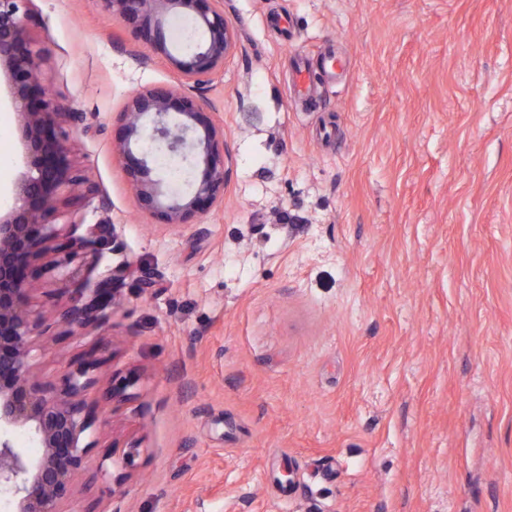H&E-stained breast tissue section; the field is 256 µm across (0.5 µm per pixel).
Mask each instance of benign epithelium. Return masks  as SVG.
Wrapping results in <instances>:
<instances>
[{
	"label": "benign epithelium",
	"instance_id": "benign-epithelium-1",
	"mask_svg": "<svg viewBox=\"0 0 512 512\" xmlns=\"http://www.w3.org/2000/svg\"><path fill=\"white\" fill-rule=\"evenodd\" d=\"M28 0H0V68L6 70L20 131L27 170L16 190L14 207L0 214V486L17 498L15 512H62L71 497L74 475L94 441H85L95 424L96 404L86 395L94 387L88 376L96 363L82 361L66 375L64 387L51 393L31 378L30 358L36 336L52 328L28 305L29 282L35 262L50 252L70 259L100 250L96 230L62 235L53 218L66 188L79 186L83 195L97 193L96 185L74 169L63 124L84 125L83 112H68L42 83L37 60L47 48L34 41L36 17L25 9ZM107 8L130 28L139 43L165 47L163 17L170 12L190 15L205 31L204 42L185 59L167 58L181 73L179 88L157 86L130 98L114 149L123 159L138 207L163 224H193L224 199V130L213 120L196 91L208 82L236 48L232 25L224 17L221 0H104ZM152 142L167 152L185 156L202 167L192 193L166 196L152 178L148 152L133 148ZM113 278L95 283L71 276L67 304L54 322L80 327L102 325L112 308ZM29 431L43 448L42 457L28 461L14 448L9 435Z\"/></svg>",
	"mask_w": 512,
	"mask_h": 512
}]
</instances>
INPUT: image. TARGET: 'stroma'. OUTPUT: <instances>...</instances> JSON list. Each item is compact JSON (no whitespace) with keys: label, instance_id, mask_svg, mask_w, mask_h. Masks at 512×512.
<instances>
[{"label":"stroma","instance_id":"stroma-1","mask_svg":"<svg viewBox=\"0 0 512 512\" xmlns=\"http://www.w3.org/2000/svg\"><path fill=\"white\" fill-rule=\"evenodd\" d=\"M236 49L198 95L224 130L223 202L196 224L139 210L112 148L129 97L175 85L103 0H30L42 79L91 197L55 217L103 228L109 321L59 324L32 354L61 388L93 353L88 512H512V0H223ZM334 54L341 69L326 72ZM312 100L294 96L297 57ZM163 190L197 169L150 155ZM0 74V211L24 172ZM30 282L53 312L70 280ZM127 397L108 402L110 386ZM133 453L113 483V450Z\"/></svg>","mask_w":512,"mask_h":512}]
</instances>
